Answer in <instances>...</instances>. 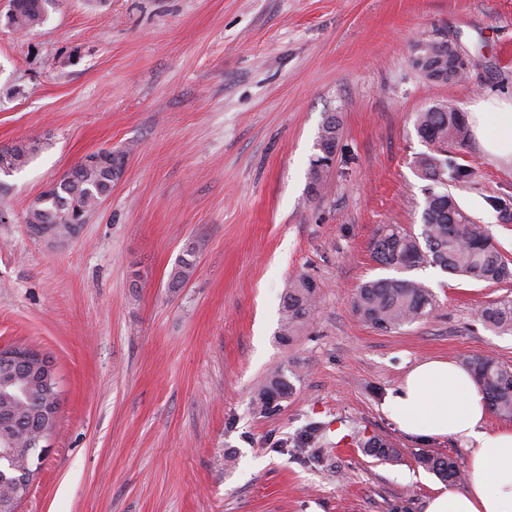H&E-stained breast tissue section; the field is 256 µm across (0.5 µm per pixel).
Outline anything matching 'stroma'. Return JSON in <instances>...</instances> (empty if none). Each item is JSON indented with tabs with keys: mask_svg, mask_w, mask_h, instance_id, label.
I'll return each mask as SVG.
<instances>
[{
	"mask_svg": "<svg viewBox=\"0 0 512 512\" xmlns=\"http://www.w3.org/2000/svg\"><path fill=\"white\" fill-rule=\"evenodd\" d=\"M0 0V146L41 148L0 193V344L48 353L61 391L51 451L19 512H426L446 482L419 453L466 465L450 438L398 430L383 403L416 363L492 354L512 335L477 320L512 281L411 270L425 319L390 332L352 309L387 276L382 224L419 232L428 146L413 117L512 96V0H55L21 34ZM456 39L466 78L425 79L418 41ZM341 135L326 188L308 194L319 129ZM126 152L111 195L68 238L24 211L86 155ZM450 190L512 259V159L476 137L452 148ZM196 267L170 273L186 246ZM318 285L310 325L279 339L288 280ZM299 375L261 414L276 370ZM314 430L319 460L298 445ZM380 436L382 461L360 443ZM184 257L180 258L170 273V285L172 288H179L192 275L196 262L192 249L187 248Z\"/></svg>",
	"mask_w": 512,
	"mask_h": 512,
	"instance_id": "1",
	"label": "stroma"
}]
</instances>
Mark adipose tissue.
<instances>
[{
  "instance_id": "adipose-tissue-1",
  "label": "adipose tissue",
  "mask_w": 512,
  "mask_h": 512,
  "mask_svg": "<svg viewBox=\"0 0 512 512\" xmlns=\"http://www.w3.org/2000/svg\"><path fill=\"white\" fill-rule=\"evenodd\" d=\"M468 119L486 153L512 157V100H482L469 106ZM383 410L405 434L450 438L469 451L467 486L439 492L427 512H512V427L486 430L487 403L464 365L443 358L417 363Z\"/></svg>"
}]
</instances>
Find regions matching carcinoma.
<instances>
[{
	"mask_svg": "<svg viewBox=\"0 0 512 512\" xmlns=\"http://www.w3.org/2000/svg\"><path fill=\"white\" fill-rule=\"evenodd\" d=\"M52 0H12L9 15L12 25L29 30L44 23ZM340 123L335 114L328 115L320 128L315 157L326 158L336 148ZM414 126L430 151L416 159L420 177L431 182L421 204V231H406L399 224L381 225L371 242L372 254L381 266L408 271L429 264L442 271L476 282L503 283L512 280V260L494 243L487 228L475 222L448 191L450 183L469 176V171L456 164L448 148L464 144L468 128L462 112L448 106H432L416 113ZM38 151V146L20 143L0 150V174L9 176L24 168ZM330 165L310 162L308 193L320 195L325 173ZM123 173L120 166L108 167L80 161L59 179L51 182L25 213V223L40 234L71 236L77 225L112 193V187ZM192 249H186L170 273V285L182 286L195 270ZM317 285L305 275L288 282L283 296L281 341L288 342L312 319L317 308ZM436 304L431 289L411 278L380 277L361 283L354 293L352 308L356 315L372 327L390 331L420 321L431 314ZM485 328L501 335L512 334V300L491 302L477 311ZM465 366L476 379L490 410L500 416L512 415V370L490 355H473ZM21 368L0 366V512H16L22 497L15 490V477L28 463L6 456L8 449L24 445L39 429V410L57 394L28 380ZM295 372L274 371L258 394V404L266 410L293 392ZM365 453L379 454L385 460L397 457L396 449L374 436L367 440ZM418 463L441 480L458 483L464 474L456 461L445 456L422 453Z\"/></svg>",
	"mask_w": 512,
	"mask_h": 512,
	"instance_id": "cac0c4a2",
	"label": "carcinoma"
}]
</instances>
